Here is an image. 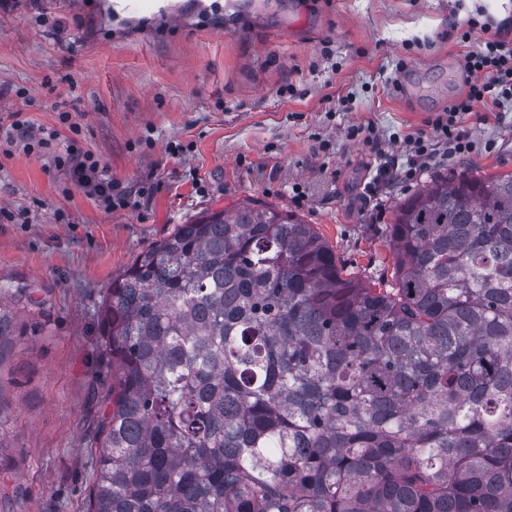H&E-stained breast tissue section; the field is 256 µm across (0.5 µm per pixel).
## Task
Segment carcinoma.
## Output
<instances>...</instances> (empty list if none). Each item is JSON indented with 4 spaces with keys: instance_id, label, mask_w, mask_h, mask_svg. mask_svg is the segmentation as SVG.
Returning <instances> with one entry per match:
<instances>
[{
    "instance_id": "obj_1",
    "label": "carcinoma",
    "mask_w": 512,
    "mask_h": 512,
    "mask_svg": "<svg viewBox=\"0 0 512 512\" xmlns=\"http://www.w3.org/2000/svg\"><path fill=\"white\" fill-rule=\"evenodd\" d=\"M392 283L259 201L112 279L87 512H512V172L394 205ZM24 334L0 302L5 341Z\"/></svg>"
}]
</instances>
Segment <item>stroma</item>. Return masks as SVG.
<instances>
[{
  "label": "stroma",
  "mask_w": 512,
  "mask_h": 512,
  "mask_svg": "<svg viewBox=\"0 0 512 512\" xmlns=\"http://www.w3.org/2000/svg\"><path fill=\"white\" fill-rule=\"evenodd\" d=\"M486 20L512 43V0H0V115L54 128L67 103L78 150L141 194L104 212L51 155L0 146V210L28 214L0 221V296L31 291L15 312L37 328L0 358V512H81L109 389L98 302L177 225L246 199L285 207L384 282L396 201L436 175L512 172V108L470 112L471 153L366 195L385 155L408 158L407 136L465 94Z\"/></svg>",
  "instance_id": "obj_1"
}]
</instances>
